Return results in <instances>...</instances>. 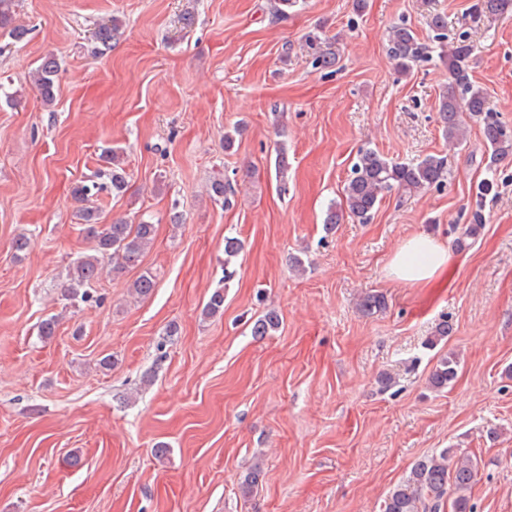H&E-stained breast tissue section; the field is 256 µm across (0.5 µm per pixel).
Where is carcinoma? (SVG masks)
<instances>
[{"label":"carcinoma","mask_w":512,"mask_h":512,"mask_svg":"<svg viewBox=\"0 0 512 512\" xmlns=\"http://www.w3.org/2000/svg\"><path fill=\"white\" fill-rule=\"evenodd\" d=\"M14 2L0 0V34L17 44L25 40L28 29L15 22ZM477 11L482 15H512V0H478ZM431 24L439 43V58L447 66L449 78L448 85L438 97L437 112L443 135L461 142L467 135L462 113L481 118L483 137L489 150L488 165H496L512 156V131L494 118L484 91L474 85L469 70L470 47L466 40L462 37L448 40V22L441 15L433 16ZM118 28L115 22L100 25L95 31L96 41L109 47ZM388 41V53L401 73L408 72L422 57L417 37L404 25L393 26ZM304 43L314 68L331 69L338 63L336 49L319 33H308ZM58 71L56 56L49 54L41 59L32 75L45 106L56 100ZM101 160L103 166L95 172L93 179L75 186L76 199L88 203L104 190L115 195L126 191L128 175L118 155L106 149ZM448 176L447 159L443 157L429 154L408 163H397L373 148L363 147L358 151L343 187L342 203L328 207L324 223L339 224L347 216L367 222L388 192L397 190L415 195L443 185ZM80 217L86 237L93 241V248L92 253L79 257L69 269L66 299L88 303L94 300L92 287L101 276L105 260L114 261L122 269L139 267L145 252L153 244L156 227L146 221L129 224L115 220L100 224L98 211L92 207L85 208ZM240 251L238 239H224V279L233 277L229 264ZM154 289V277L147 271L141 272L131 284V292L139 297L151 295ZM457 367L454 358H441L429 376L431 387L439 391L448 388L457 378ZM477 470L478 460L452 448L424 456L415 461L405 480L389 491L384 512H473L468 491Z\"/></svg>","instance_id":"carcinoma-1"}]
</instances>
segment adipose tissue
I'll use <instances>...</instances> for the list:
<instances>
[{
    "instance_id": "obj_1",
    "label": "adipose tissue",
    "mask_w": 512,
    "mask_h": 512,
    "mask_svg": "<svg viewBox=\"0 0 512 512\" xmlns=\"http://www.w3.org/2000/svg\"><path fill=\"white\" fill-rule=\"evenodd\" d=\"M453 255L436 237L416 233L406 237L392 255L388 277L399 284L422 288L448 268Z\"/></svg>"
}]
</instances>
